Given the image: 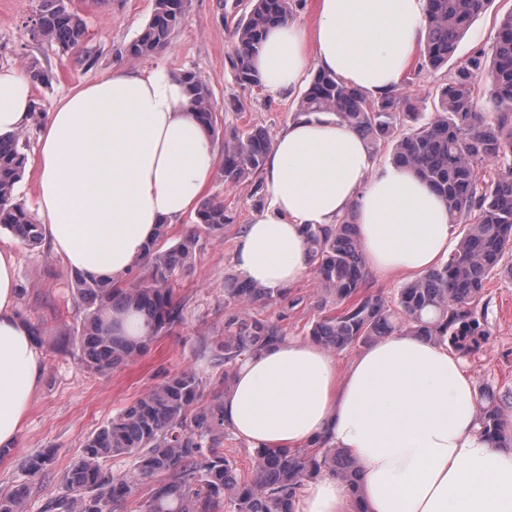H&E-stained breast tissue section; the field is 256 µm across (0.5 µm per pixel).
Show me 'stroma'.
<instances>
[{"label":"stroma","instance_id":"obj_1","mask_svg":"<svg viewBox=\"0 0 512 512\" xmlns=\"http://www.w3.org/2000/svg\"><path fill=\"white\" fill-rule=\"evenodd\" d=\"M248 0H188L183 24L168 46L148 57L126 56V46L150 19L153 0H74L88 27V47L94 61L75 65L55 47L34 38L32 29L40 0H0V70L25 69L38 59L49 71L50 81L34 87L43 111L71 89L95 80L112 64L122 63L140 72L164 68L172 73L190 69L211 88L221 129L248 131L261 128L277 135L293 118L301 88L275 97L266 89L242 90L228 62L233 25ZM512 10V0H491L459 42L454 58L461 61L473 52L491 50L501 15ZM448 69L436 71L410 66L400 92L418 98L423 119L433 115L431 92L443 84ZM40 121L23 131L26 170L16 186V197L29 211H36L37 150ZM218 198L235 212L236 223L225 225L222 235L202 236L190 269L173 283L184 319L158 336L134 359L104 371L87 369L72 344L85 311L77 303L61 304L63 283L72 277L64 259L49 243L22 246L17 264L20 315L38 330L36 342L43 353V381L35 392L28 415L13 447L0 453V495L28 483L27 512H45L46 502L64 495V473L79 459L84 441L113 416L136 402L167 377L193 367L206 388H213L223 366L213 359L211 345L224 334L228 311L224 284L238 271L233 257L245 226L259 215L270 196L262 174L232 186L222 172H215L203 194ZM313 272H306L281 304L266 314L286 327L289 335L307 339L311 323L335 312L334 302H322ZM486 313L483 343L464 356L463 368L477 388H492L503 406L512 405V271L502 267L488 278L481 299ZM48 453L52 460L36 476H28L23 463Z\"/></svg>","mask_w":512,"mask_h":512}]
</instances>
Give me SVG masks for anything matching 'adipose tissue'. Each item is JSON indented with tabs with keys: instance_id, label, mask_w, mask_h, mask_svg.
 Instances as JSON below:
<instances>
[{
	"instance_id": "adipose-tissue-1",
	"label": "adipose tissue",
	"mask_w": 512,
	"mask_h": 512,
	"mask_svg": "<svg viewBox=\"0 0 512 512\" xmlns=\"http://www.w3.org/2000/svg\"><path fill=\"white\" fill-rule=\"evenodd\" d=\"M428 0H318L313 30L271 26L254 58L269 93L310 67L380 99L418 46ZM35 98L25 72L0 71V137L25 129ZM38 211L69 267L123 279L158 227L176 224L208 187L218 158L186 85L159 68L115 64L49 112L39 135ZM263 178L271 203L241 234L235 265L248 281L285 289L308 268L303 231L354 212L364 261L381 275L424 274L452 251L448 206L411 169L374 165L362 137L328 115L291 120ZM17 252L0 247V447H12L43 371L17 313ZM477 389L447 343L396 333L346 367L314 342L264 347L235 373L224 423L251 447L293 451L325 442L359 469L351 489L304 483L297 512H512V450L477 424Z\"/></svg>"
}]
</instances>
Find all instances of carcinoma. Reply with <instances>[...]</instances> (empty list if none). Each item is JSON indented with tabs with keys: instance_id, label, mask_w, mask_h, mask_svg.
<instances>
[{
	"instance_id": "obj_1",
	"label": "carcinoma",
	"mask_w": 512,
	"mask_h": 512,
	"mask_svg": "<svg viewBox=\"0 0 512 512\" xmlns=\"http://www.w3.org/2000/svg\"><path fill=\"white\" fill-rule=\"evenodd\" d=\"M491 0H429L426 40L420 68L437 70L451 61L459 41ZM73 0H41L35 34L74 58L91 61L86 24L72 8ZM187 0H154L150 19L126 47L131 59L150 56L169 44L182 25ZM291 16V0H250V8L236 21L229 62L244 90L262 85L252 65L266 29ZM180 78L187 86L198 118L214 137L218 134L216 103L208 85L192 70ZM491 86L489 107L477 110L478 81ZM413 97L392 93L373 99L363 91L319 71L303 92L294 116L329 114L358 132L372 150L391 146L392 162L413 169L448 204V221L464 225L463 236L448 259L399 288L391 301L371 295L354 215L335 224L305 229L307 257L336 313L314 321L311 340L329 350L371 344L396 332L436 342L448 341L458 351L478 347L485 336L484 312L478 310L485 281L501 267L506 245L512 244V11L497 29L492 59L475 53L454 64L447 82L432 102L435 116L403 129L416 117ZM22 134L0 137V228L30 246L44 240L43 227L16 200L25 155ZM271 141L254 129L224 136L221 170L224 182L236 185L262 169ZM498 163L495 176H481L483 165ZM224 201L210 199L195 214V228L172 244L167 228L144 259L137 276L124 284L103 285L78 274L65 285L62 302L84 306L82 329L74 339L83 364L104 370L144 352L159 335L182 322L183 308L174 300L172 281L189 267L200 235H215L234 223ZM273 291L234 278L224 289L227 306L253 310L255 315L228 316L224 336L213 342L217 360L224 363L208 399L202 379L187 367L147 391L137 402L87 438L79 461L63 476L70 494L48 503L49 512H119L138 481L151 480L148 512H220L224 499L235 512H294L304 482L328 474L355 489L359 470L346 453L326 444L309 452L280 454L258 449L251 477L241 480L224 447V393L236 369L265 346L287 337L279 322L261 316L263 310L286 299ZM132 310L141 316L144 332L137 336L112 334V311ZM505 409L491 392L480 405L478 424L499 448H511L504 433ZM132 459V471L114 474L105 462ZM28 488L21 484L0 496V512H25Z\"/></svg>"
}]
</instances>
